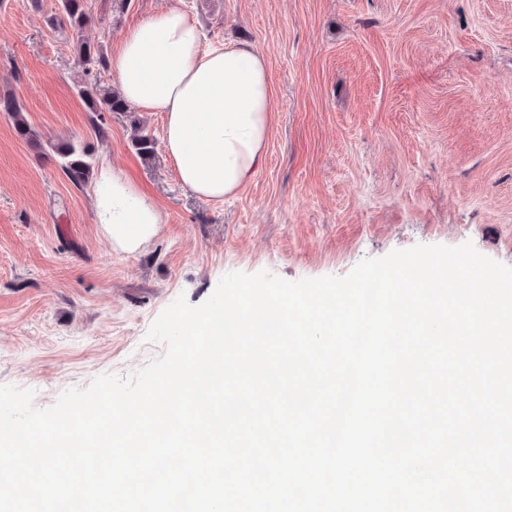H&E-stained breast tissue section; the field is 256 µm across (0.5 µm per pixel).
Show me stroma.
I'll use <instances>...</instances> for the list:
<instances>
[{
  "label": "stroma",
  "mask_w": 512,
  "mask_h": 512,
  "mask_svg": "<svg viewBox=\"0 0 512 512\" xmlns=\"http://www.w3.org/2000/svg\"><path fill=\"white\" fill-rule=\"evenodd\" d=\"M81 34L51 25L58 0H0V385L46 408L71 387L134 372L164 351L147 333L178 296L198 305L230 272L289 281L347 275L418 244L472 242L512 266V0H85ZM177 8L204 47L267 59L276 110L264 162L235 195L196 197L163 144L165 115L104 104L111 69L78 40L117 50ZM93 87L102 109L78 95ZM151 154L131 144L136 127ZM88 147L159 208L144 249L113 248L88 186L47 142ZM78 56L83 66L90 70L95 67L105 66V56L99 45L87 41L78 40Z\"/></svg>",
  "instance_id": "35a3bbf8"
}]
</instances>
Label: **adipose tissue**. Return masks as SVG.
<instances>
[{"instance_id": "1", "label": "adipose tissue", "mask_w": 512, "mask_h": 512, "mask_svg": "<svg viewBox=\"0 0 512 512\" xmlns=\"http://www.w3.org/2000/svg\"><path fill=\"white\" fill-rule=\"evenodd\" d=\"M110 68L127 103L165 113V149L198 197L223 200L256 174L275 110L257 48H202L198 22L171 9L125 33ZM92 201L115 249L138 251L160 230V210L110 167L94 182Z\"/></svg>"}]
</instances>
